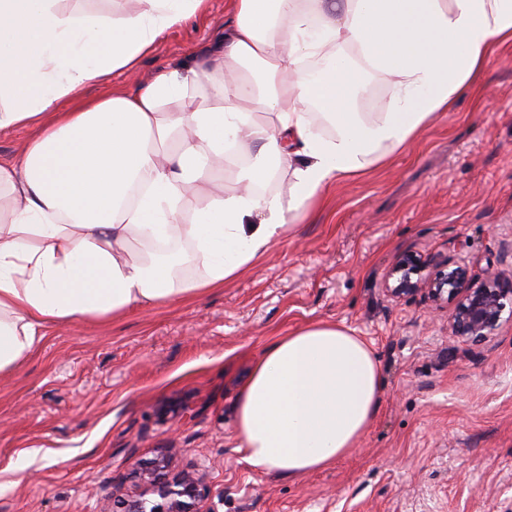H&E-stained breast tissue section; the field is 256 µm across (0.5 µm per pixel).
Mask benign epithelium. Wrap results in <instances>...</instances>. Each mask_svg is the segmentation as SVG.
Returning <instances> with one entry per match:
<instances>
[{
  "mask_svg": "<svg viewBox=\"0 0 512 512\" xmlns=\"http://www.w3.org/2000/svg\"><path fill=\"white\" fill-rule=\"evenodd\" d=\"M387 297L401 299L423 293L435 305L451 301L448 320L451 335L464 341H480L493 335L503 320L506 302L512 299V282L488 273L477 282L464 259L430 266L415 252L400 254L384 284ZM165 457L138 462L140 491L120 499L115 512H203L201 503L210 489L200 472L166 475Z\"/></svg>",
  "mask_w": 512,
  "mask_h": 512,
  "instance_id": "1",
  "label": "benign epithelium"
}]
</instances>
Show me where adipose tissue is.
I'll list each match as a JSON object with an SVG mask.
<instances>
[{
    "instance_id": "obj_1",
    "label": "adipose tissue",
    "mask_w": 512,
    "mask_h": 512,
    "mask_svg": "<svg viewBox=\"0 0 512 512\" xmlns=\"http://www.w3.org/2000/svg\"><path fill=\"white\" fill-rule=\"evenodd\" d=\"M133 2L108 18L0 0V130L39 124L18 159L0 161V373L46 325L223 287L330 185L390 163L461 97H480L493 54L512 47V0H229L199 60L83 98L208 4ZM370 72L395 92L366 120L353 93ZM238 162L236 188L215 184ZM275 179L287 193H261ZM175 240L202 277L181 282L173 259L145 260L143 246ZM382 402L368 343L317 321L264 349L237 398L238 447L258 472H314L354 448Z\"/></svg>"
}]
</instances>
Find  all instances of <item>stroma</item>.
<instances>
[{
  "label": "stroma",
  "instance_id": "obj_1",
  "mask_svg": "<svg viewBox=\"0 0 512 512\" xmlns=\"http://www.w3.org/2000/svg\"><path fill=\"white\" fill-rule=\"evenodd\" d=\"M228 0L169 31L140 64L88 88L105 97L198 57ZM484 102L455 112L384 167L331 186L320 209L222 288L189 302L44 329L0 375V512H101L138 490L137 461L203 470L212 512H512V321L473 343L450 308L393 300L397 256L462 255L512 280V47L486 68ZM329 321L381 364L383 405L332 466L258 473L235 439L236 401L277 337ZM24 470H16L18 460Z\"/></svg>",
  "mask_w": 512,
  "mask_h": 512
}]
</instances>
